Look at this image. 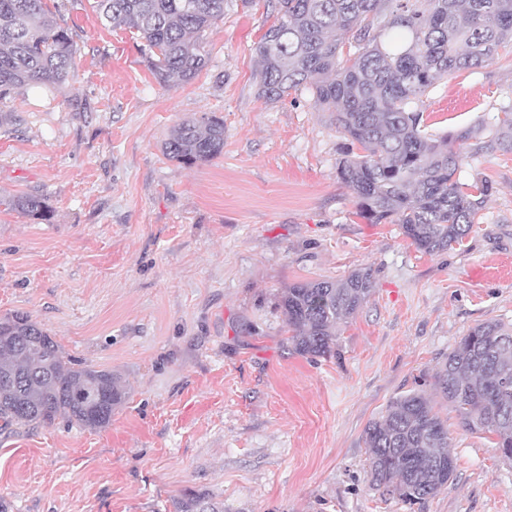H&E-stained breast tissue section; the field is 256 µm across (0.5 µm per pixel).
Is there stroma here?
Listing matches in <instances>:
<instances>
[{"label":"stroma","mask_w":512,"mask_h":512,"mask_svg":"<svg viewBox=\"0 0 512 512\" xmlns=\"http://www.w3.org/2000/svg\"><path fill=\"white\" fill-rule=\"evenodd\" d=\"M79 35L62 87L0 94V196L33 193L51 223L0 206V317L48 329L72 360L126 389L97 431L57 420L0 431L11 512H175L203 493L224 512H512V460L441 405L453 481L409 506L370 486L362 436L389 402L430 390L470 328L512 324V154L465 159L493 191L462 244L426 254L399 225L357 216L336 164L349 150L309 92L257 95L264 4L228 0L209 64L160 85L137 33L89 0H46ZM512 102V52L438 81L429 133L495 127ZM216 115L224 151L186 167L163 145L184 118ZM371 268L368 302L336 357L287 342L274 302L295 283Z\"/></svg>","instance_id":"obj_1"}]
</instances>
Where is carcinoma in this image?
<instances>
[{
	"label": "carcinoma",
	"mask_w": 512,
	"mask_h": 512,
	"mask_svg": "<svg viewBox=\"0 0 512 512\" xmlns=\"http://www.w3.org/2000/svg\"><path fill=\"white\" fill-rule=\"evenodd\" d=\"M226 0H93L105 26L127 27L144 40L142 52L160 84L189 82L208 63L205 33L224 19ZM276 21L256 47L259 97L278 102L307 90L329 112L350 145L338 179L371 224H398L417 250L435 253L461 244L481 218L492 189L486 179L459 180L461 145L476 154H512V105L494 131L468 126L451 135L426 131L423 97L439 80L490 62L512 46V0H268ZM77 34L46 9L44 0H0V93L68 81ZM187 166L224 151V121L185 119L164 144ZM0 205L45 222L53 211L37 195ZM371 270L340 280L296 283L275 308L302 356L336 355V330L373 292ZM434 388L469 433H490L512 459V326L499 321L468 330L434 376ZM125 399L112 373L77 364L47 329L27 315L0 318V422L50 426L58 419L97 430ZM374 489L414 505L448 486L456 469L447 420L434 398L409 392L390 402L364 429ZM176 512H224L203 494L175 503Z\"/></svg>",
	"instance_id": "1"
}]
</instances>
